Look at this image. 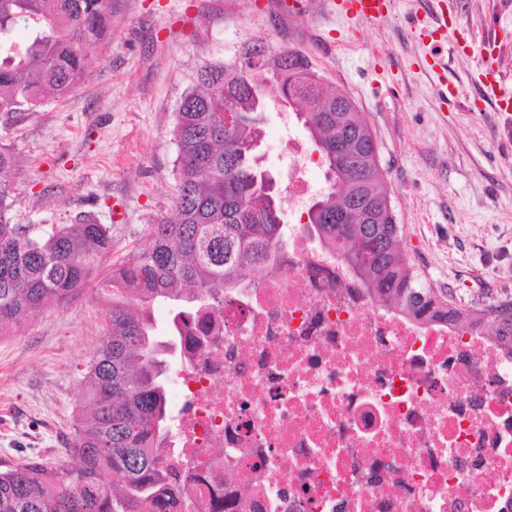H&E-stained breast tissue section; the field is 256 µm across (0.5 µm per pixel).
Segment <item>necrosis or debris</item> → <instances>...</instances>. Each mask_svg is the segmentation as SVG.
Here are the masks:
<instances>
[{"instance_id": "necrosis-or-debris-1", "label": "necrosis or debris", "mask_w": 512, "mask_h": 512, "mask_svg": "<svg viewBox=\"0 0 512 512\" xmlns=\"http://www.w3.org/2000/svg\"><path fill=\"white\" fill-rule=\"evenodd\" d=\"M286 263L211 311L171 420L191 512H512V359L365 296L305 233L328 187L296 139Z\"/></svg>"}]
</instances>
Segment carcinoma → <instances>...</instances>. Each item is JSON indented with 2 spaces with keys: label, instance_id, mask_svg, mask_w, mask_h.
I'll return each mask as SVG.
<instances>
[{
  "label": "carcinoma",
  "instance_id": "cac0c4a2",
  "mask_svg": "<svg viewBox=\"0 0 512 512\" xmlns=\"http://www.w3.org/2000/svg\"><path fill=\"white\" fill-rule=\"evenodd\" d=\"M114 0H0V115L11 121L46 95L63 99L86 74V56L112 36ZM28 31L19 47L17 26ZM250 48L230 64H205L181 102L173 130L175 218L161 220L146 250L104 278L112 294L105 333L87 364L85 406L68 452L75 463H27L0 471V512H182L183 477L168 447V367L172 347L182 354L179 321L220 304L224 293L251 284V273L283 259L278 192L257 194L254 147L262 109L250 87L272 83L307 130L332 184L313 205L307 230L320 245L340 250L364 290L415 321L468 325L490 335L512 358V298L463 307L424 285L399 244L398 225L379 174L373 133L352 101L331 95L323 111L304 104L321 93L303 55L281 50L244 65ZM240 109L236 126L220 121L226 98ZM348 151L336 153V136ZM12 154L0 147V335L79 293L110 252V228L90 214L74 224L32 234L12 223ZM373 205L372 223L353 224V199ZM177 312L170 338L156 334L154 305Z\"/></svg>",
  "mask_w": 512,
  "mask_h": 512
}]
</instances>
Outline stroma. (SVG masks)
Masks as SVG:
<instances>
[{"mask_svg": "<svg viewBox=\"0 0 512 512\" xmlns=\"http://www.w3.org/2000/svg\"><path fill=\"white\" fill-rule=\"evenodd\" d=\"M278 2L116 0L112 39L89 50L86 81L0 121L14 223L47 230L93 213L111 228L110 265L148 247L151 225L173 215L184 94L204 63H231L261 41L305 55L363 113L420 280L463 306L512 297V132L485 88L491 69L512 92V0H393L354 41L323 0L301 18ZM435 10L456 40L434 45ZM110 304L90 285L0 336V463L66 462Z\"/></svg>", "mask_w": 512, "mask_h": 512, "instance_id": "1", "label": "stroma"}]
</instances>
